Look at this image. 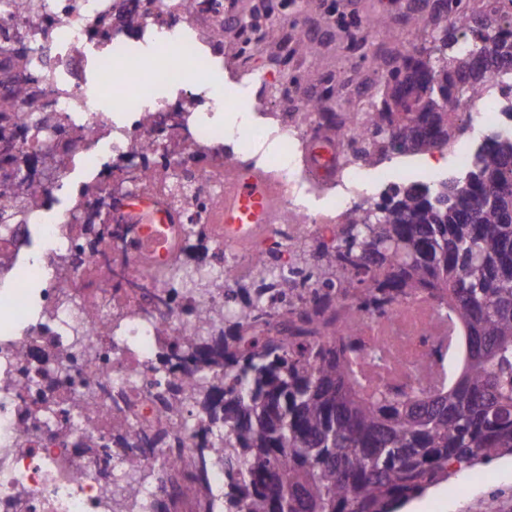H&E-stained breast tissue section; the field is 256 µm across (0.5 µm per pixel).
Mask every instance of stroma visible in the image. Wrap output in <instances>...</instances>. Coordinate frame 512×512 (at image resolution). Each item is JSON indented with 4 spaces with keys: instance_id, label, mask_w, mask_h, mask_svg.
<instances>
[{
    "instance_id": "stroma-1",
    "label": "stroma",
    "mask_w": 512,
    "mask_h": 512,
    "mask_svg": "<svg viewBox=\"0 0 512 512\" xmlns=\"http://www.w3.org/2000/svg\"><path fill=\"white\" fill-rule=\"evenodd\" d=\"M402 0H233V11L249 17L256 10L267 13L259 36L250 45L224 43V103L215 111L223 117L237 114L240 103L251 97L250 79L264 74L269 86L256 100L247 123L256 113L272 112L288 117L297 111L302 93H313L330 101L335 112H366L383 98L371 70L373 56L390 43L385 30L401 35V44L415 39L406 29L407 12ZM381 19L385 30L371 27ZM320 34L314 53H307L301 39L307 32ZM428 43L430 34L417 37ZM353 85L366 88L364 96L350 93ZM492 122L476 124L474 132L457 139L447 150L427 155L406 154L387 158L388 174L397 181H417L420 174L435 170L444 177L457 170L455 157L473 148L475 142L494 131ZM512 512V457L453 471L446 481L428 489L407 505L408 512Z\"/></svg>"
}]
</instances>
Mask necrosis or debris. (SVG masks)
Wrapping results in <instances>:
<instances>
[{
	"label": "necrosis or debris",
	"instance_id": "obj_1",
	"mask_svg": "<svg viewBox=\"0 0 512 512\" xmlns=\"http://www.w3.org/2000/svg\"><path fill=\"white\" fill-rule=\"evenodd\" d=\"M228 23L224 0H49L40 12L0 13V95L14 49L26 48L35 76L29 101L44 103L54 114L53 150L59 157L39 171L49 194L29 204L23 223L0 234V512H156L161 498L171 512H223V466L211 469L201 499L182 495L192 450L200 445L195 427L201 416L188 403L183 412L190 429L174 425L173 377L160 369L158 356L176 337L196 334L201 308L219 315L232 311L225 289L216 285L226 270L255 273L254 257L271 252L280 267H292V236L334 238L340 218L356 205L347 195L324 212L301 203L314 175L307 168L296 171L290 158L295 144L318 125L310 105L282 120L276 160L255 151L263 127L229 131L203 119L199 106L221 98L224 72L216 61L224 56ZM161 40L175 49L165 66L152 52ZM185 62L205 76V84L185 87ZM117 65L155 80L114 103L107 90ZM171 89L179 105L170 104ZM86 128L96 131L93 144L75 143ZM150 144L166 155L191 198L178 201L153 183L140 164ZM76 164L89 175L86 192L101 201L104 220L117 232L94 250L82 233L84 194L74 195L67 211L51 213L54 189ZM241 166L276 185L271 226L254 247L233 253L210 236L211 256L199 265L195 287L184 289L182 301L165 316L155 315L158 297L177 284L175 261L189 259L192 226L214 223L225 184ZM140 192L174 212L177 223L144 226L121 212V196ZM33 230L41 247L28 256L24 249ZM145 232L162 234L155 251L139 252ZM116 263L125 265L135 287H116ZM30 274L39 277L40 288H28ZM145 278L152 287H139ZM462 325L436 297H395L353 327L346 309L338 308L336 340L359 391L429 393L445 384L448 356L463 350ZM81 395L90 397L91 408L76 415L71 403ZM114 420L157 440L139 466L140 494L118 503L113 492L131 474L112 448Z\"/></svg>",
	"mask_w": 512,
	"mask_h": 512
}]
</instances>
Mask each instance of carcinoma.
Wrapping results in <instances>:
<instances>
[{"instance_id":"carcinoma-1","label":"carcinoma","mask_w":512,"mask_h":512,"mask_svg":"<svg viewBox=\"0 0 512 512\" xmlns=\"http://www.w3.org/2000/svg\"><path fill=\"white\" fill-rule=\"evenodd\" d=\"M486 0L477 12L465 0H439L415 32L433 28L429 47L414 46L393 66L373 63L387 88L381 105L338 122L360 128L354 160L375 165L391 154L441 150L462 130L457 100H481L490 90L512 104V82L492 70L512 60V20ZM14 14L40 0H0ZM10 94L0 97V231L6 212L47 188L34 176L37 159L18 143L34 137L48 156L49 134L38 125L44 105L31 102L32 124L9 123L12 102L28 98L34 77L27 50L14 51ZM98 240L112 236L100 206L88 203ZM297 239L300 263L288 272L264 260L244 280L231 272L235 313L217 323L201 316L199 334L176 338L165 356L171 371L201 373L194 404L208 419L202 448L191 460L194 482L224 465V512H395L449 466L488 463L512 454V140L486 136L468 168L434 188L396 184L359 205L336 238L310 245ZM400 297L440 293L459 315L468 339L461 376L448 360L451 385L433 394L358 395L348 363L336 351V306L351 322L369 312L374 291ZM280 313L290 329L270 338L260 327ZM112 444L137 467L148 437L120 421Z\"/></svg>"}]
</instances>
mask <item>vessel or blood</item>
<instances>
[{
	"instance_id": "b4317fda",
	"label": "vessel or blood",
	"mask_w": 512,
	"mask_h": 512,
	"mask_svg": "<svg viewBox=\"0 0 512 512\" xmlns=\"http://www.w3.org/2000/svg\"><path fill=\"white\" fill-rule=\"evenodd\" d=\"M334 154V144L322 137L313 139L309 159L314 171L320 174L332 171ZM274 207L275 196L269 179L260 171L239 169L224 194L215 233L227 246L246 244L256 231L270 226ZM123 209L143 224H165L170 220L160 202L147 194L127 197Z\"/></svg>"
}]
</instances>
